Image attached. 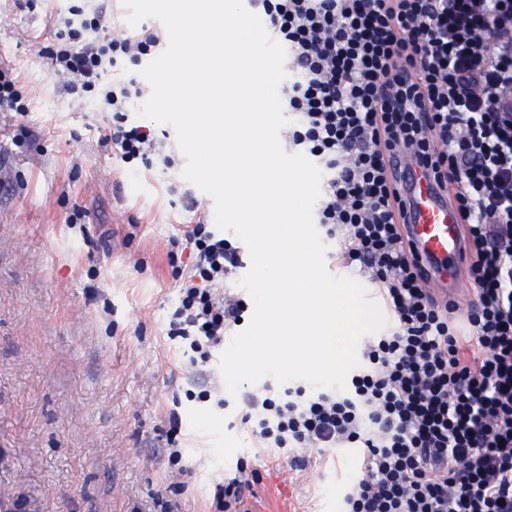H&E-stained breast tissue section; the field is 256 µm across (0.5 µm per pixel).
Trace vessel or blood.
<instances>
[{
	"label": "vessel or blood",
	"instance_id": "obj_1",
	"mask_svg": "<svg viewBox=\"0 0 512 512\" xmlns=\"http://www.w3.org/2000/svg\"><path fill=\"white\" fill-rule=\"evenodd\" d=\"M394 164L404 213L403 233L412 242L430 284L443 297L457 300V283L467 261L461 215L426 169L401 152L395 155Z\"/></svg>",
	"mask_w": 512,
	"mask_h": 512
}]
</instances>
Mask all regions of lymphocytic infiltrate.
<instances>
[{"label": "lymphocytic infiltrate", "instance_id": "f902f5d3", "mask_svg": "<svg viewBox=\"0 0 512 512\" xmlns=\"http://www.w3.org/2000/svg\"><path fill=\"white\" fill-rule=\"evenodd\" d=\"M293 76L281 91L290 151L321 171L314 211L367 274L391 323L362 348L344 390L265 384L242 396L257 447L357 448L343 512H512V0H252ZM162 29L125 28L112 0H83L46 49L72 95L112 115L123 163L169 166L154 132L128 122L141 89L116 73L152 57ZM405 151L450 190L469 251L466 312L437 298L400 226L389 166ZM175 266L168 334L211 400L210 363L248 310L224 290L243 250L198 214ZM256 471L240 460L213 512H251Z\"/></svg>", "mask_w": 512, "mask_h": 512}]
</instances>
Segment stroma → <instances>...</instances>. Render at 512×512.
<instances>
[{
    "label": "stroma",
    "instance_id": "1",
    "mask_svg": "<svg viewBox=\"0 0 512 512\" xmlns=\"http://www.w3.org/2000/svg\"><path fill=\"white\" fill-rule=\"evenodd\" d=\"M78 0L35 13L0 0V67L29 110H0V512H209L240 458L260 478L254 512H340L358 449L299 472L251 445L240 402L184 398L191 368L167 336L178 297L170 239L209 195L171 166H123L106 120L67 94L41 53ZM29 127L37 140L17 147ZM174 474L158 451L170 411ZM182 431V421L178 414L173 410L168 417V430L166 431V445L164 452L168 457V462L173 465L182 460V452L178 446V436Z\"/></svg>",
    "mask_w": 512,
    "mask_h": 512
}]
</instances>
